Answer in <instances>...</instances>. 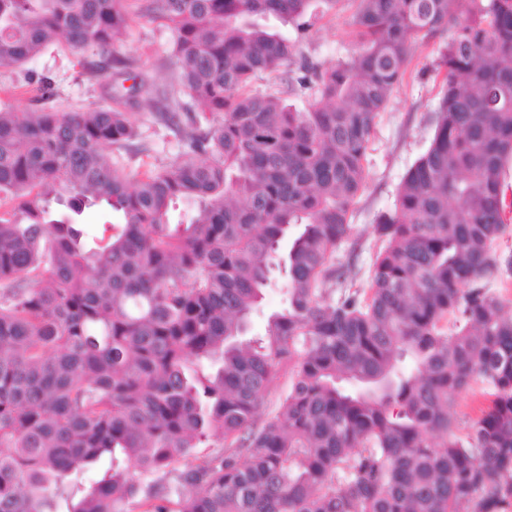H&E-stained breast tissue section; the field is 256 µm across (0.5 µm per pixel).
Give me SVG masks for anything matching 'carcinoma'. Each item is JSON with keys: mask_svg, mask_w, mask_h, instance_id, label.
I'll return each instance as SVG.
<instances>
[{"mask_svg": "<svg viewBox=\"0 0 512 512\" xmlns=\"http://www.w3.org/2000/svg\"><path fill=\"white\" fill-rule=\"evenodd\" d=\"M127 0H0V73L69 48L115 70L107 107L0 105V512H504L512 503V314L491 288L512 168V0H359L348 62L296 58L317 0H151L172 34L159 87L114 52ZM448 35L433 139L368 272L336 262L376 119L412 46ZM274 78L263 91L248 87ZM132 81L128 88L123 82ZM308 94L305 112L286 96ZM145 103L185 150L131 180L113 154ZM195 209L170 223L172 203ZM101 224L87 247L85 210ZM284 306L251 333L264 291ZM290 368L275 416L260 410ZM491 405L465 438L455 396ZM222 450L198 461L212 439ZM490 388L479 376H475L468 389L461 392L452 408L456 434L466 437L472 433V425L487 404Z\"/></svg>", "mask_w": 512, "mask_h": 512, "instance_id": "cac0c4a2", "label": "carcinoma"}]
</instances>
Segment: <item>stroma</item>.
<instances>
[{
  "mask_svg": "<svg viewBox=\"0 0 512 512\" xmlns=\"http://www.w3.org/2000/svg\"><path fill=\"white\" fill-rule=\"evenodd\" d=\"M149 2L132 0L129 28L116 51L137 59L142 74L163 86L168 82L166 63L171 34L148 11ZM357 9L356 0H338L334 9L319 13L314 26L303 35L297 33L294 25L273 17L266 18L264 24L294 39L298 56L335 64L349 60L360 50L355 25ZM438 47L435 40L414 47L404 78L394 89L387 109L377 118L368 144L364 160L365 186L351 219L353 237L366 243L356 259L362 273L358 285L362 288L368 285L365 275L376 253L370 242L373 216L378 211L394 208L405 172L427 149L433 136L429 115L436 108L440 93V79L432 71ZM25 68L54 79L57 95L48 103L53 111L66 112L76 106L99 107L109 102L101 85L88 82L82 75L75 56L47 50L28 61ZM132 119L140 130L149 134L151 152L123 160L125 173L142 172L151 163H170L182 152V143L167 129L154 124L150 109H134ZM493 254L496 270L490 279L491 289L512 307V220L495 242ZM489 393L487 384L477 376L469 388L456 397L452 412L458 436L471 434Z\"/></svg>",
  "mask_w": 512,
  "mask_h": 512,
  "instance_id": "stroma-1",
  "label": "stroma"
}]
</instances>
